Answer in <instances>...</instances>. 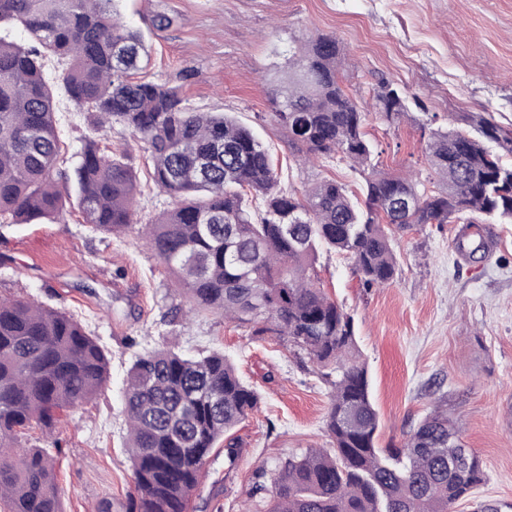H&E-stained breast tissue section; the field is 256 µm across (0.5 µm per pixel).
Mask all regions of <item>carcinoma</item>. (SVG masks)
Wrapping results in <instances>:
<instances>
[{"instance_id": "obj_1", "label": "carcinoma", "mask_w": 512, "mask_h": 512, "mask_svg": "<svg viewBox=\"0 0 512 512\" xmlns=\"http://www.w3.org/2000/svg\"><path fill=\"white\" fill-rule=\"evenodd\" d=\"M115 0H0V25L25 31L31 46L0 37V219L52 221L73 199L84 223L118 233L138 225L137 175L121 157L85 140L72 173L57 169L60 140L52 56L67 65L62 86L95 130L122 124L149 153L152 180L175 200L141 225L142 239L198 309L304 351L332 387L330 448H309L278 466L268 512H454L482 483L477 453L448 446L457 435L434 409L399 448L376 446L379 417L353 318L316 286V247L346 254L364 288L396 275L393 233L452 224L467 213L512 222V131L465 115L470 130L430 132L424 182L372 164L369 115L394 124L406 97L381 80L371 103L348 95L339 77L343 48L333 35L297 40L288 86L272 92V121L299 159L336 158L367 173L364 205L323 180L302 192L279 186L269 149L235 117L197 112L180 88L133 79L150 55ZM497 145L500 153L485 143ZM403 198L416 201L408 209ZM108 380V358L79 322L31 299L0 300V500L9 512H63L46 448H20L32 424L52 426ZM258 395L220 352L188 356L158 349L135 357L125 380L134 492L129 512H186L203 467L256 407Z\"/></svg>"}]
</instances>
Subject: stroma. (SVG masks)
I'll return each instance as SVG.
<instances>
[{
  "label": "stroma",
  "mask_w": 512,
  "mask_h": 512,
  "mask_svg": "<svg viewBox=\"0 0 512 512\" xmlns=\"http://www.w3.org/2000/svg\"><path fill=\"white\" fill-rule=\"evenodd\" d=\"M124 21L151 46L145 81L180 87L199 112H228L266 143L280 185L333 179L362 195L359 170L320 158L295 162L275 126L271 89L288 52L305 34L336 36L344 48L342 85L367 97L385 79L416 95L409 113L387 124L369 116L367 139L379 169L426 172L430 130L462 127L466 113L512 128V0H116ZM171 23L155 28L156 15ZM59 166L72 169L86 137L122 152L136 171L141 222L170 209L149 177L148 153L121 125L93 132L86 113L57 102ZM398 266L390 286L364 289L345 254L319 249L317 284L354 319L380 417L381 447L400 446L442 405L485 480L457 512L497 504L512 512V223L426 224L393 234ZM33 298L70 314L105 350L109 379L90 403L54 426H32L31 448L58 446L63 512H126L134 491L122 395L136 354L167 347L218 351L254 388L259 402L236 430L240 453L211 452L189 512H264L276 465L327 448L330 388L307 356L273 336L253 335L222 316L190 310L161 260L136 231L108 234L70 208L54 221L0 220V298Z\"/></svg>",
  "instance_id": "obj_1"
}]
</instances>
